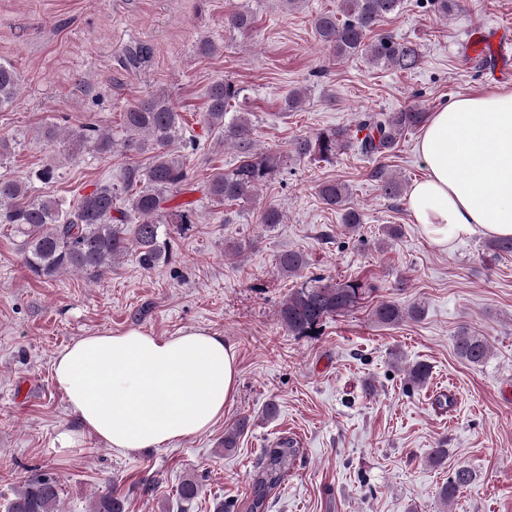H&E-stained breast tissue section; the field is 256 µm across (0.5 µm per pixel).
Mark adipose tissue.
<instances>
[{
  "label": "adipose tissue",
  "mask_w": 512,
  "mask_h": 512,
  "mask_svg": "<svg viewBox=\"0 0 512 512\" xmlns=\"http://www.w3.org/2000/svg\"><path fill=\"white\" fill-rule=\"evenodd\" d=\"M409 212L444 248L472 235L512 237V89L454 99L430 115ZM231 344L189 327L170 337L103 330L65 347L52 378L80 431L132 455L207 431L237 387Z\"/></svg>",
  "instance_id": "ef3b65f1"
}]
</instances>
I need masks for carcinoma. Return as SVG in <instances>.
<instances>
[{
	"label": "carcinoma",
	"instance_id": "1",
	"mask_svg": "<svg viewBox=\"0 0 512 512\" xmlns=\"http://www.w3.org/2000/svg\"><path fill=\"white\" fill-rule=\"evenodd\" d=\"M402 5L403 0H338L337 9L317 17L315 30L334 59L365 54L376 65L411 71L421 62L418 43L397 41L381 34L374 41H367L385 20L402 9ZM224 26L230 31H249L255 26V16L248 10H236L225 16ZM18 85L13 67L0 63V107L13 101ZM242 92L243 88L229 79L213 82L207 92L205 123L222 129L224 142L234 145L240 155L239 164L231 171L216 173L207 183L208 196L218 203L252 199L258 187L275 170L271 156L254 153V129L249 118L244 115L227 118L230 109L240 104ZM427 119L428 113L418 106L398 112L368 113L358 122L355 131L336 128L314 139H297L292 143L293 151L300 157L326 159L339 149L353 147L365 156L384 157L397 148L406 131L421 126ZM181 123V113L164 93L150 94L124 112L123 151L152 154V162L147 168L131 165L125 171V189H135L131 207L142 217L132 241L127 239L122 225L112 223V208L117 200L112 185H97L82 196L76 206L65 210L56 200L30 198L25 182L1 175L0 206L3 210L0 211V221L13 225L24 238L27 267L45 279L70 270L102 277L131 244L139 251L143 268L154 267L165 249V244L160 241L161 226L177 224L184 230L196 223V212L191 208L172 211L164 208L170 192L183 189L190 180L187 155L198 151L196 142L189 141L182 144L188 154H175L174 145ZM72 142L99 153H108L114 148L110 134L93 125L75 132ZM374 177L386 196L396 198L403 193V184L390 176L384 167H379ZM319 193L326 205L341 211L342 223L351 228L361 223L360 213L347 206L348 188L345 184L326 182ZM307 266L306 255L298 251L284 252L277 258L278 272L284 276L298 275ZM372 292L373 289L363 287L357 280L325 282L316 277L281 303L279 320L288 334L307 336L326 319L350 311L364 295ZM420 313L417 306L404 310L392 302L383 301L377 304L373 316L377 322L391 325L406 315L416 317ZM454 349L458 357L473 365L484 363L490 354L486 341L464 329L454 337ZM249 424L250 417H240L224 434V447H236L237 438ZM299 454L297 442L288 438L262 449L251 474L246 512H268L270 495L281 486ZM474 479L475 473L469 467L457 466L441 487L440 498L445 502L454 499L456 493ZM59 490L56 477L46 472L34 473L7 503L6 512H58ZM98 512H125L124 498L115 492L103 497Z\"/></svg>",
	"mask_w": 512,
	"mask_h": 512
}]
</instances>
